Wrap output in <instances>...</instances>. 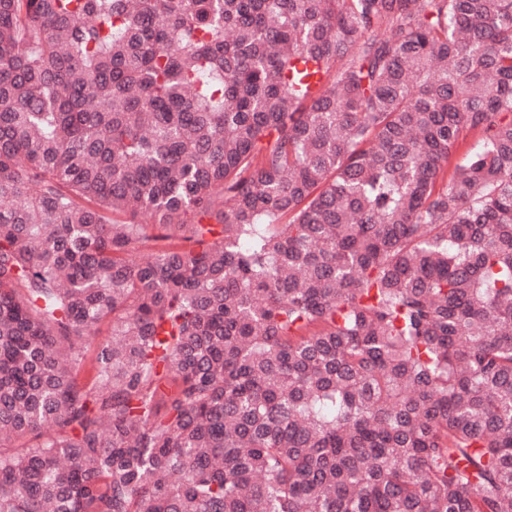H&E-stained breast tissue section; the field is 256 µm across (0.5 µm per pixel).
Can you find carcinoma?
Instances as JSON below:
<instances>
[{
  "mask_svg": "<svg viewBox=\"0 0 512 512\" xmlns=\"http://www.w3.org/2000/svg\"><path fill=\"white\" fill-rule=\"evenodd\" d=\"M0 512H512V0H0ZM482 147V137L478 132L468 131L463 134L448 162L447 175L448 179L454 173L456 168H460L466 163L468 157L479 151Z\"/></svg>",
  "mask_w": 512,
  "mask_h": 512,
  "instance_id": "1",
  "label": "carcinoma"
}]
</instances>
